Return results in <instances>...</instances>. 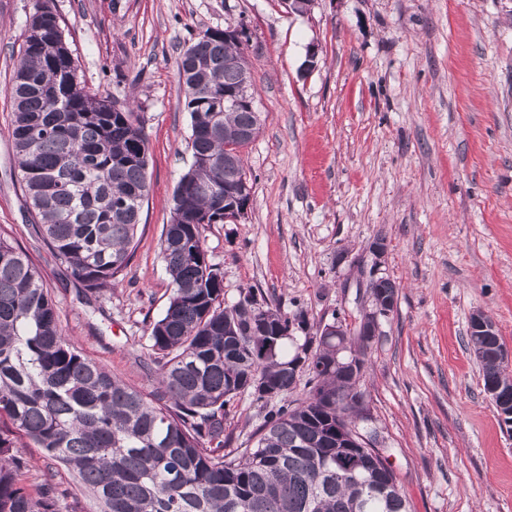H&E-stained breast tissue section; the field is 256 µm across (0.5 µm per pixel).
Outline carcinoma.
Instances as JSON below:
<instances>
[{"label":"carcinoma","mask_w":512,"mask_h":512,"mask_svg":"<svg viewBox=\"0 0 512 512\" xmlns=\"http://www.w3.org/2000/svg\"><path fill=\"white\" fill-rule=\"evenodd\" d=\"M234 41L210 29L178 61V93L190 116L192 164L172 196L161 240L171 280L163 315L149 328L158 386L145 394L88 359L68 339L59 310L29 256L0 237V512H61L48 479L30 480L17 440L71 470L96 512H407L395 474L385 481L366 457L338 447L336 426L356 430L359 410L336 404L362 374L336 366V344L304 337L307 326L261 303L252 289L224 301L201 229L224 223V197L247 175L242 156L258 134L256 112L224 111L241 81ZM68 88L58 100L54 93ZM12 137L35 234L89 292L112 287L127 267L149 195L147 138L135 110L90 91L57 15L36 0L11 79ZM237 154V164L224 162ZM388 278L372 303L392 301ZM278 337L275 351L262 349ZM483 388L512 404V372L498 330L480 338ZM309 391L295 399L300 374ZM260 404L254 445L226 447L224 418L237 398Z\"/></svg>","instance_id":"1"}]
</instances>
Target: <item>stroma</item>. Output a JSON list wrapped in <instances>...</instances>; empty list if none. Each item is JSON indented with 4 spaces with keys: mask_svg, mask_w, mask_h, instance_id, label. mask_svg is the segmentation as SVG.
<instances>
[{
    "mask_svg": "<svg viewBox=\"0 0 512 512\" xmlns=\"http://www.w3.org/2000/svg\"><path fill=\"white\" fill-rule=\"evenodd\" d=\"M34 3L0 0V235L40 269L66 336L154 389L149 326L171 288L161 235L192 162L177 58L206 30L246 23L261 114L244 153L251 204L203 233L225 300L251 288L310 329L337 315L353 328L371 275L389 278L396 305L360 388L409 512H512V425L466 346L482 310L512 353V0H316L304 15L284 0H51L86 85L133 104L148 139L132 259L96 294L37 238L19 181L9 80ZM260 423L242 396L228 447ZM21 454L31 478L53 473L64 512H93L65 467Z\"/></svg>",
    "mask_w": 512,
    "mask_h": 512,
    "instance_id": "35a3bbf8",
    "label": "stroma"
}]
</instances>
